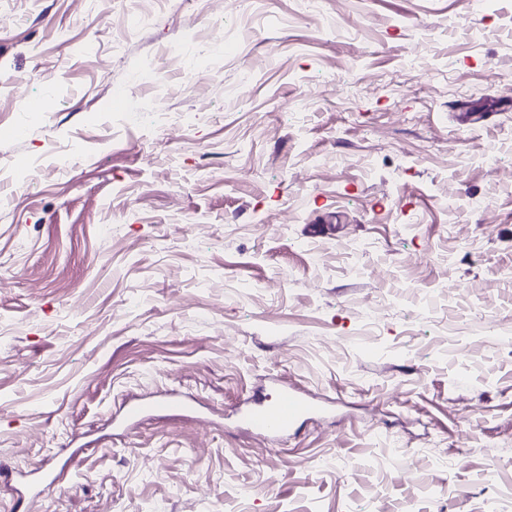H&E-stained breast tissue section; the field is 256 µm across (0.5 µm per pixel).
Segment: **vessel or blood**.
Segmentation results:
<instances>
[{
  "label": "vessel or blood",
  "instance_id": "b4317fda",
  "mask_svg": "<svg viewBox=\"0 0 512 512\" xmlns=\"http://www.w3.org/2000/svg\"><path fill=\"white\" fill-rule=\"evenodd\" d=\"M319 407L304 393L282 388L279 397L269 403H258L242 409L237 418L240 429L246 433L277 438L287 434L302 418L318 412ZM60 484V475L51 467L42 468L39 476L26 483L29 497H38L43 488Z\"/></svg>",
  "mask_w": 512,
  "mask_h": 512
}]
</instances>
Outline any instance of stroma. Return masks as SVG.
Masks as SVG:
<instances>
[{"instance_id":"stroma-1","label":"stroma","mask_w":512,"mask_h":512,"mask_svg":"<svg viewBox=\"0 0 512 512\" xmlns=\"http://www.w3.org/2000/svg\"><path fill=\"white\" fill-rule=\"evenodd\" d=\"M13 125L0 512H512V0H0ZM320 410L304 393L284 386L279 397L242 409L237 418L240 429L259 437L278 438L302 418ZM60 474L52 467L42 468L39 476L26 483L25 491L29 497H38L44 487H60Z\"/></svg>"}]
</instances>
